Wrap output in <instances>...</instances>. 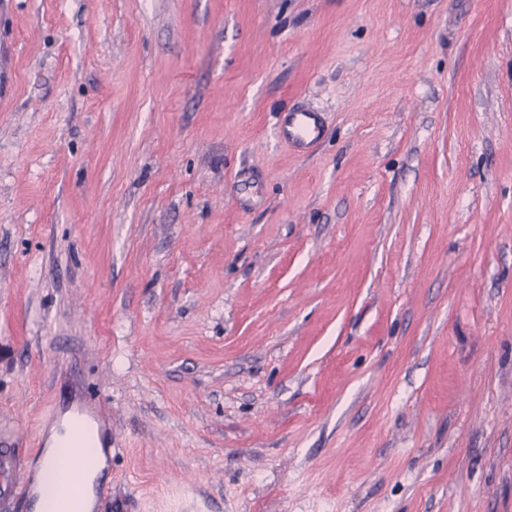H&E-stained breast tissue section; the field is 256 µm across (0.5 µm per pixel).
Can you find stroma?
I'll return each mask as SVG.
<instances>
[{"mask_svg":"<svg viewBox=\"0 0 512 512\" xmlns=\"http://www.w3.org/2000/svg\"><path fill=\"white\" fill-rule=\"evenodd\" d=\"M99 394L106 512H512V0H0V448ZM324 128L321 112L295 108L285 113L279 135L296 152L305 154L321 138Z\"/></svg>","mask_w":512,"mask_h":512,"instance_id":"obj_1","label":"stroma"}]
</instances>
